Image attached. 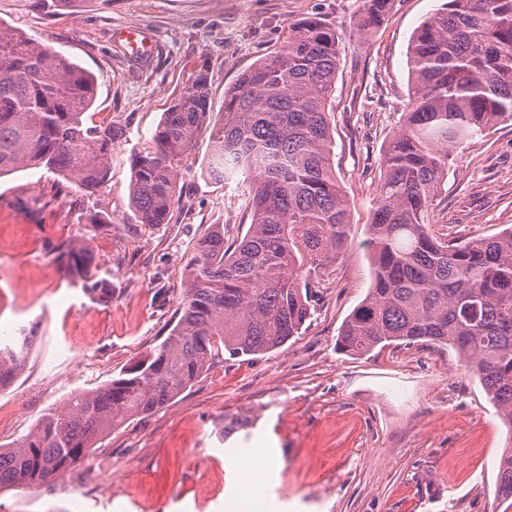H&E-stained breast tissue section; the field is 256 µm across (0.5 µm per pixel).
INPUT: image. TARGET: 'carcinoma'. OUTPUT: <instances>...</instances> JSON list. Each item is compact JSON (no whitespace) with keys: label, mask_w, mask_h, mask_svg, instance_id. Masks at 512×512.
<instances>
[{"label":"carcinoma","mask_w":512,"mask_h":512,"mask_svg":"<svg viewBox=\"0 0 512 512\" xmlns=\"http://www.w3.org/2000/svg\"><path fill=\"white\" fill-rule=\"evenodd\" d=\"M393 0H363L364 32ZM341 35L313 17L288 26L272 55L224 93L211 119L200 74L164 113L155 149L135 159L130 205L138 223L167 224L178 194V161L209 131L206 175L242 170L250 184L244 235L217 224L197 242L179 319L146 359L107 385L71 396L11 448H0V488H35L69 470L127 421L193 385L222 352L261 355L300 334L323 294V273L350 241L349 208L332 170L331 96ZM410 109L382 150L367 246L373 281L337 337L362 356L378 346L448 345L512 424V226L469 242L437 238L430 216L453 149L512 123V0H447L408 46ZM94 80L49 46L0 22V178L45 168L73 186L103 187L122 137L87 125ZM68 274L85 280L90 250L62 246ZM25 330L0 345V389L25 361ZM497 498L512 507V455L500 461Z\"/></svg>","instance_id":"obj_1"}]
</instances>
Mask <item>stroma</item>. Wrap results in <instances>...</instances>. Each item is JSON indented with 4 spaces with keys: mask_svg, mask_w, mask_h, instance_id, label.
I'll use <instances>...</instances> for the list:
<instances>
[{
    "mask_svg": "<svg viewBox=\"0 0 512 512\" xmlns=\"http://www.w3.org/2000/svg\"><path fill=\"white\" fill-rule=\"evenodd\" d=\"M443 0H394L382 23L353 24L362 0H0V23L50 45L93 75L95 122L121 128L102 191L49 201L54 176L0 179V333L33 345L0 389V445L34 429L76 393L98 389L150 354L179 309L184 269L214 224L247 230L243 176L206 177L208 131L178 163L171 220L137 223L135 159L154 147L164 112L205 75L210 110L278 50L288 26L317 17L342 35L332 96V163L348 200L351 244L325 273L300 336L272 352L222 355L192 387L115 429L88 456L31 489L0 490V512H227L240 489L231 457L263 453L267 512H505L496 495L508 429L449 347L336 348L372 281L364 245L386 142L409 106L407 48ZM137 26L152 50L118 34ZM437 236L468 241L512 225V125L458 147L431 215ZM88 242V281L65 274L56 247Z\"/></svg>",
    "mask_w": 512,
    "mask_h": 512,
    "instance_id": "35a3bbf8",
    "label": "stroma"
}]
</instances>
